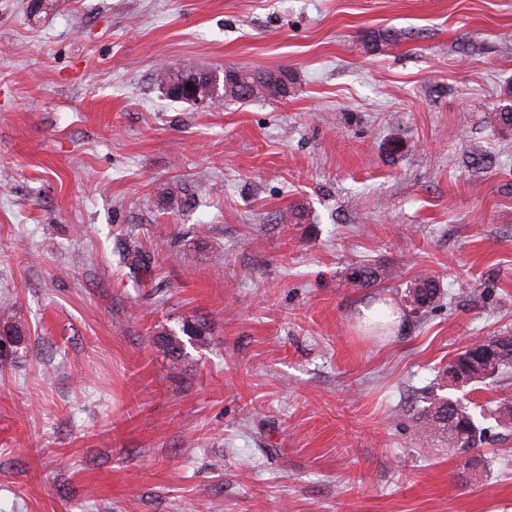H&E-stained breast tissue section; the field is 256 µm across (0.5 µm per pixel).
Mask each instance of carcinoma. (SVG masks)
<instances>
[{"label": "carcinoma", "instance_id": "obj_1", "mask_svg": "<svg viewBox=\"0 0 512 512\" xmlns=\"http://www.w3.org/2000/svg\"><path fill=\"white\" fill-rule=\"evenodd\" d=\"M396 41L388 32H373L363 37V48L374 52ZM259 72L242 67L223 70L189 69L159 70L156 82L160 89L176 101L197 103L206 100L219 105L226 101L248 102L258 97L266 98L260 83ZM167 194L177 207L185 206L190 197L185 184L176 181ZM127 261L146 276L152 275L150 257L140 250L127 251ZM388 278L382 266L357 265L349 269L346 279L354 288H371ZM408 311L424 314L438 306L444 297L440 281L434 276L415 278L405 292ZM9 304L0 305V354H13L24 347L26 330L9 321ZM210 326L205 318H194L182 323L179 330L164 328L156 332L152 342L161 348L170 362V369L181 370L187 356L186 345L197 348L206 345ZM512 373V335L502 334L474 340L468 349L458 353L439 371L438 389L423 398L424 406L417 415L425 441L445 440L448 447L463 460V468L478 470L482 459L474 452L485 427L456 392L467 388L477 390L508 377ZM443 393H438V390ZM490 418L497 426L512 428V400L503 399Z\"/></svg>", "mask_w": 512, "mask_h": 512}]
</instances>
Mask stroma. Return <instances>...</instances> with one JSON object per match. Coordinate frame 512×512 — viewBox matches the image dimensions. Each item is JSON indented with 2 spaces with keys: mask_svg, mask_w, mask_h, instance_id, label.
<instances>
[{
  "mask_svg": "<svg viewBox=\"0 0 512 512\" xmlns=\"http://www.w3.org/2000/svg\"><path fill=\"white\" fill-rule=\"evenodd\" d=\"M28 3L0 0V303L29 337L0 363V512H512L511 433L490 426L474 479L417 419L452 356L512 333V132L491 119L512 0ZM162 64L295 88L199 109ZM375 263L384 288L347 282ZM422 273L452 302L417 321ZM381 298L400 316L375 337ZM197 316L208 343L171 371L151 336Z\"/></svg>",
  "mask_w": 512,
  "mask_h": 512,
  "instance_id": "obj_1",
  "label": "stroma"
}]
</instances>
